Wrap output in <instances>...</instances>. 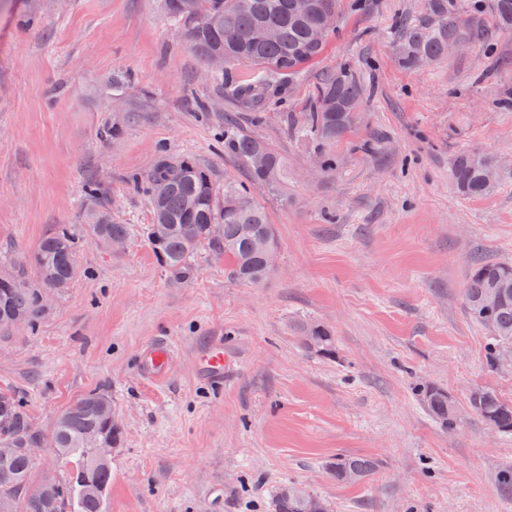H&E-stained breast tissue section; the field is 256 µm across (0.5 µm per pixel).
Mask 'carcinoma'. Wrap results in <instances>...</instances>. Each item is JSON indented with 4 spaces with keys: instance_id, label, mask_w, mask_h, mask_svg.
I'll use <instances>...</instances> for the list:
<instances>
[{
    "instance_id": "obj_1",
    "label": "carcinoma",
    "mask_w": 512,
    "mask_h": 512,
    "mask_svg": "<svg viewBox=\"0 0 512 512\" xmlns=\"http://www.w3.org/2000/svg\"><path fill=\"white\" fill-rule=\"evenodd\" d=\"M339 0H163L168 19L183 26L186 39L202 58L224 55V61L254 67L251 81L230 87V95L244 105L254 104L276 76L296 77L321 56L328 30L319 43L311 42L320 12L338 13ZM467 18H461L462 12ZM512 32V0H475L463 8L460 0H427L424 17L416 22L394 25L393 51L397 63L415 69L448 56L451 43L470 44L487 27ZM275 29L271 38L267 30ZM230 29L237 39H224ZM364 89L354 74L339 69L317 89L313 104L298 121L301 137L320 145L352 128L359 119L358 107ZM224 154L235 157L249 171L252 182L275 187L286 176L277 152L265 141L239 127L224 126ZM499 169L497 157L476 151L458 156L451 166L457 191L469 198L488 195L495 187ZM153 213L150 242L167 271L176 278L189 275L195 256L209 250L224 255V264L238 280L258 283L267 274L265 257L257 248L260 239L276 241L266 213L242 185L224 183L219 191L211 175L189 156H163L144 177ZM221 224L224 234L214 238L210 228ZM93 239L109 244L128 236L124 224L112 222L110 213L100 210L87 225ZM77 241L66 227L46 236L37 251L24 263L11 268L0 281V335L10 334L21 321L33 328L45 313L41 296L69 287L79 276ZM465 307L479 325L492 324L485 344L487 366L512 372V263L476 259L463 289ZM300 343L320 355L336 353L332 332L316 321L299 327ZM416 395L429 414L441 425L453 429L460 407L445 390L423 385ZM112 404L103 390H91L72 402L58 416L52 429L54 447L64 459L78 463L64 481L56 482L47 494L30 490L33 455L42 447L43 434L34 428L27 409L17 394L0 389V444L17 452L0 469L10 477L0 478V502L12 504V512H107L112 484V463L94 470L86 465L98 448H114L121 430L101 414L102 404ZM467 410L481 422L493 423L498 432L512 434V400L495 389L476 387L466 401ZM376 461L361 457H338L331 471L339 482H363L376 469ZM313 495L289 484L276 498L274 512H306Z\"/></svg>"
}]
</instances>
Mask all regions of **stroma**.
Wrapping results in <instances>:
<instances>
[{"mask_svg": "<svg viewBox=\"0 0 512 512\" xmlns=\"http://www.w3.org/2000/svg\"><path fill=\"white\" fill-rule=\"evenodd\" d=\"M425 9L341 0L322 56L243 108L224 84L250 82L252 66L212 79L159 0H0V271L62 225L82 270L35 328L0 338V388L44 432L85 392H109L122 439L108 512H271L288 483L330 512H512L497 483L512 435L467 412L445 429L413 392L433 385L462 404L488 386L512 399L462 294L474 259L512 262V33L407 70L390 32ZM341 67L364 88L362 119L317 150L289 121ZM228 115L281 155L279 186L225 155ZM115 124L122 135L102 137ZM470 151L500 161L489 196L453 185L450 165ZM164 153L250 188L277 240L262 281L236 280L206 251L189 279L165 270L135 183ZM103 207L128 226L123 247L88 234ZM302 320L333 331L336 356L299 345ZM156 341L174 355L160 382L136 369ZM217 341L218 384L197 370ZM339 456L378 466L339 482Z\"/></svg>", "mask_w": 512, "mask_h": 512, "instance_id": "35a3bbf8", "label": "stroma"}]
</instances>
